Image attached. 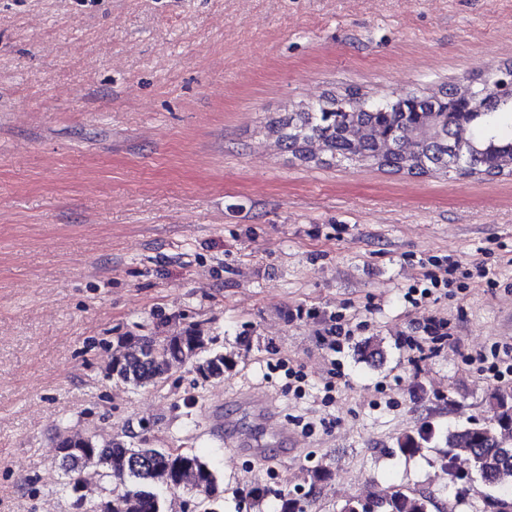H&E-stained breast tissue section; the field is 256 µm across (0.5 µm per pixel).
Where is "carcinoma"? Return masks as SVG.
Masks as SVG:
<instances>
[{"mask_svg":"<svg viewBox=\"0 0 512 512\" xmlns=\"http://www.w3.org/2000/svg\"><path fill=\"white\" fill-rule=\"evenodd\" d=\"M497 71L479 81L430 94L411 92L402 98L370 99L357 91L330 96L267 124L268 133L305 164L359 165L418 175L448 174V150L457 125L470 133L473 148L468 177L512 175V166L497 163L512 155V94L498 91ZM448 117V136L421 144L407 133L437 118ZM360 125L371 135L359 140L348 126ZM212 339L189 327L168 336H120L107 365L108 376L135 388L155 385L176 368L195 363L204 380L224 378L235 359L211 348ZM489 416L453 428L422 425L397 438L394 456L411 458L425 448L436 453L442 471L455 477L454 464L464 459L484 487L496 512L512 509V390L494 389L486 397ZM64 488L85 512H166L162 491L195 493L204 512H223L224 482L203 456L183 448H141L120 438L63 431L55 441ZM114 484L98 500L86 502V476ZM253 512L276 501V512H306V505L282 489L257 484L248 494ZM432 492L393 486L382 494L350 497L337 512H432Z\"/></svg>","mask_w":512,"mask_h":512,"instance_id":"carcinoma-1","label":"carcinoma"}]
</instances>
